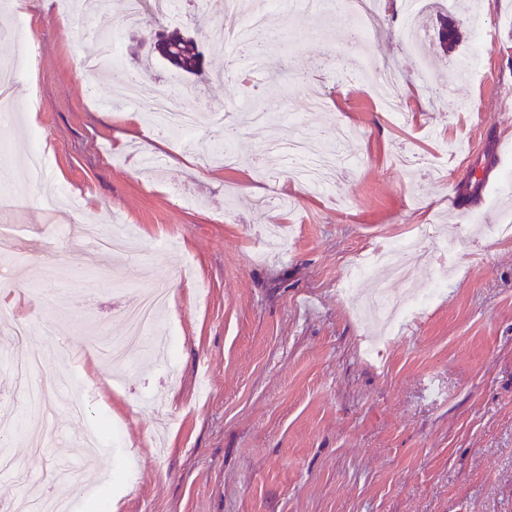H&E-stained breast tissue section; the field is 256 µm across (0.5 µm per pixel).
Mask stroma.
I'll list each match as a JSON object with an SVG mask.
<instances>
[{
  "instance_id": "stroma-1",
  "label": "stroma",
  "mask_w": 512,
  "mask_h": 512,
  "mask_svg": "<svg viewBox=\"0 0 512 512\" xmlns=\"http://www.w3.org/2000/svg\"><path fill=\"white\" fill-rule=\"evenodd\" d=\"M35 57L18 79L17 120L0 129V182L19 180L27 137L49 152L45 180L78 200L25 197L1 224H22L14 252L0 256V414L23 413L14 370L30 348L55 352L43 375L60 391L51 423L26 422L0 440L15 462L0 485L25 489L46 467L81 466L83 436L107 455L118 512H512V0H414L429 51L402 42L403 15L370 20V74L351 69L347 31L335 13L315 18L276 0L266 8L258 53L213 44V0H181L179 14L125 22L124 0L102 16L62 17L59 0H19ZM460 19L463 40L436 44L440 16ZM109 29L123 68L175 91L198 111L184 146L149 131L146 106L115 91L106 72L79 68L92 30ZM204 54L201 75L147 62V42L172 31ZM278 63L255 70L254 55ZM402 74V122L378 105L372 73ZM325 93L323 111L307 93ZM275 113L246 127L224 162L204 165L191 147L217 137L210 110L240 105ZM138 117L127 127L121 117ZM350 128L339 145L345 164L326 190L293 194L295 182L266 151L271 138L299 136L307 157L322 134ZM497 156L485 202L467 219L449 214L469 151ZM409 154L413 169L398 166ZM292 196L291 207H281ZM82 225H125L134 246L124 259L73 252L59 211ZM423 241L409 281L365 279L341 292L363 252L394 236ZM456 238L453 253L433 239ZM151 264L170 290L156 325L172 336L174 361H134L105 371L93 344L126 338L117 311L150 289ZM448 286L378 351L364 347L379 327L362 307L377 289L394 298ZM39 322L28 342L14 318ZM87 391L78 416L69 392ZM174 419L157 453L152 427ZM51 433L43 453L30 438Z\"/></svg>"
}]
</instances>
